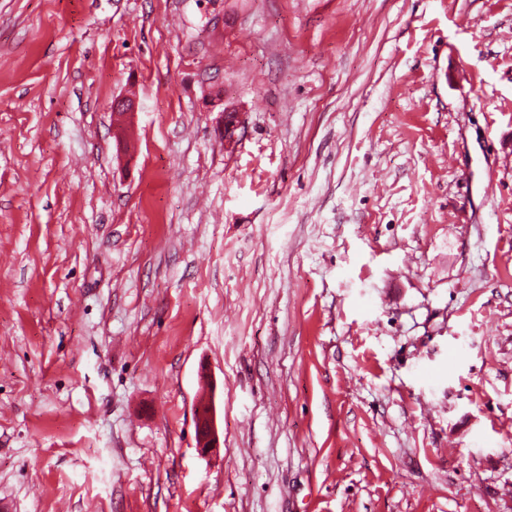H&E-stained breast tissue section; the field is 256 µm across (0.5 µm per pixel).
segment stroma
<instances>
[{"instance_id":"obj_1","label":"stroma","mask_w":512,"mask_h":512,"mask_svg":"<svg viewBox=\"0 0 512 512\" xmlns=\"http://www.w3.org/2000/svg\"><path fill=\"white\" fill-rule=\"evenodd\" d=\"M0 512H512V0H0ZM200 425L204 426L205 433L200 437L201 454L204 456L216 455L220 448L219 435L216 426L215 413L211 410L200 419Z\"/></svg>"}]
</instances>
